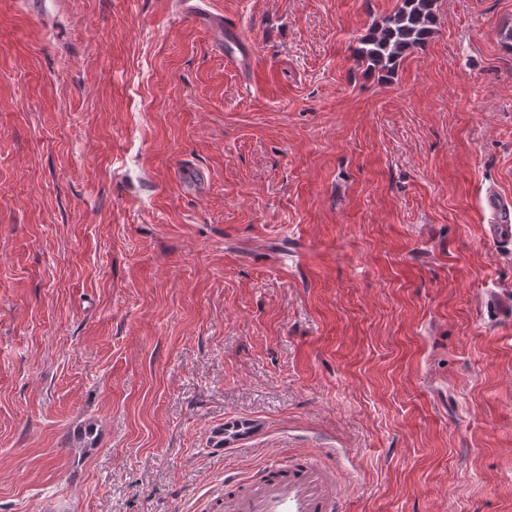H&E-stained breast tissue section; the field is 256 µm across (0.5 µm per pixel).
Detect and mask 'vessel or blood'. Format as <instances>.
Segmentation results:
<instances>
[{"mask_svg":"<svg viewBox=\"0 0 512 512\" xmlns=\"http://www.w3.org/2000/svg\"><path fill=\"white\" fill-rule=\"evenodd\" d=\"M185 18L199 22L218 36L217 46L227 61L241 65L247 39L237 28L225 23L223 15L202 11L191 0H181ZM484 204L491 215L489 238L512 246V201L495 190L485 193ZM341 502L335 472L316 456L304 455L284 463L268 464L258 480L231 474L224 479L220 512H336Z\"/></svg>","mask_w":512,"mask_h":512,"instance_id":"obj_1","label":"vessel or blood"}]
</instances>
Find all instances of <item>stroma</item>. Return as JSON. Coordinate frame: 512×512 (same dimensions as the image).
<instances>
[{
    "instance_id": "stroma-1",
    "label": "stroma",
    "mask_w": 512,
    "mask_h": 512,
    "mask_svg": "<svg viewBox=\"0 0 512 512\" xmlns=\"http://www.w3.org/2000/svg\"><path fill=\"white\" fill-rule=\"evenodd\" d=\"M204 3L244 66L175 0H0V512H217L301 453L340 512H512V0L391 74L401 0ZM192 2L198 1L183 0L179 2L180 11L184 17L199 22L216 33L218 35L217 47L224 51L227 61L237 67L242 65L248 43L244 34L236 27L225 23L222 14L203 12L201 7L191 4ZM484 204L492 223L488 224V238L502 246H512V201L489 189L485 193Z\"/></svg>"
}]
</instances>
